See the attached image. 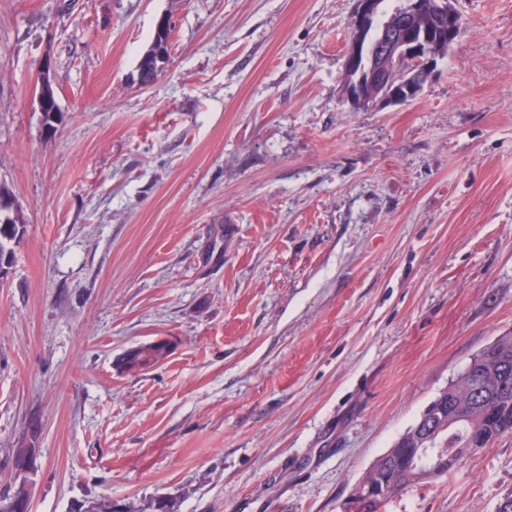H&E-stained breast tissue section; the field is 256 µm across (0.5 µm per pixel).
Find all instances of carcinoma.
Wrapping results in <instances>:
<instances>
[{"label": "carcinoma", "instance_id": "cac0c4a2", "mask_svg": "<svg viewBox=\"0 0 512 512\" xmlns=\"http://www.w3.org/2000/svg\"><path fill=\"white\" fill-rule=\"evenodd\" d=\"M172 34H164L151 42L137 65L138 81L149 84L164 70L163 58L170 57ZM62 112L54 89L48 88L43 112V126L56 130ZM26 222L20 216L12 190L0 183V275L8 277L15 262L17 245L26 233ZM169 346L164 341L144 344L129 350L118 360V367L127 373L146 371L166 359ZM445 410L443 420L428 428L432 449L422 455L418 469H426L435 455L455 462L469 455V449L485 443L489 446L498 438L512 434V336L499 337L489 348L474 356L458 379L448 384L431 402ZM413 429H408L394 443L391 454L381 455L368 469L359 484L385 483L392 498L409 486L417 485L410 470L392 466V462L415 447ZM77 512H117L110 500L91 498L82 501Z\"/></svg>", "mask_w": 512, "mask_h": 512}]
</instances>
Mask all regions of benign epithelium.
<instances>
[{
  "label": "benign epithelium",
  "instance_id": "benign-epithelium-1",
  "mask_svg": "<svg viewBox=\"0 0 512 512\" xmlns=\"http://www.w3.org/2000/svg\"><path fill=\"white\" fill-rule=\"evenodd\" d=\"M424 2L408 0L405 11L416 19L413 24L390 18L379 27L375 24L381 15L379 0H353L342 85V96L352 107L406 103L420 93L447 40L446 33L435 29L430 19H445L454 31L463 22L457 0H431L429 10ZM398 64L406 66L405 71L387 78Z\"/></svg>",
  "mask_w": 512,
  "mask_h": 512
}]
</instances>
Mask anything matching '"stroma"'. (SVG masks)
<instances>
[{"instance_id":"stroma-1","label":"stroma","mask_w":512,"mask_h":512,"mask_svg":"<svg viewBox=\"0 0 512 512\" xmlns=\"http://www.w3.org/2000/svg\"><path fill=\"white\" fill-rule=\"evenodd\" d=\"M352 4L0 0V182L27 224L0 283V490L31 436L33 512H344L512 334V0H459L416 99L362 109L341 96ZM166 15L170 63L137 84ZM511 492L507 435L383 512ZM168 355L169 346L164 341L144 344L123 354L118 360V367L123 372L138 373L150 369Z\"/></svg>"}]
</instances>
